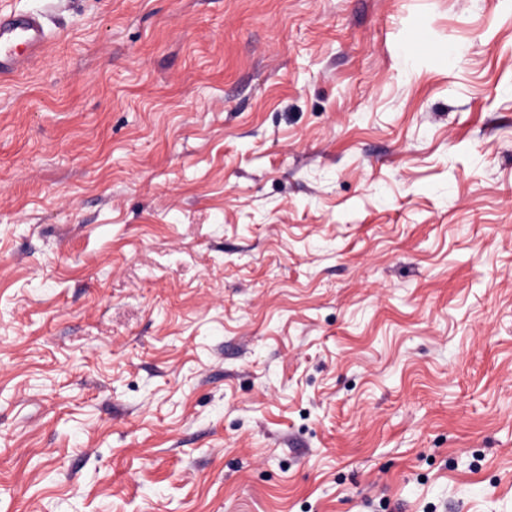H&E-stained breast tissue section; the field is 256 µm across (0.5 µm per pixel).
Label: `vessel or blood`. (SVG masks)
Segmentation results:
<instances>
[{"label":"vessel or blood","instance_id":"vessel-or-blood-1","mask_svg":"<svg viewBox=\"0 0 512 512\" xmlns=\"http://www.w3.org/2000/svg\"><path fill=\"white\" fill-rule=\"evenodd\" d=\"M48 33L41 14L0 12V77L18 75L42 59Z\"/></svg>","mask_w":512,"mask_h":512}]
</instances>
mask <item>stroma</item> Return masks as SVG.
I'll return each instance as SVG.
<instances>
[{"instance_id":"35a3bbf8","label":"stroma","mask_w":512,"mask_h":512,"mask_svg":"<svg viewBox=\"0 0 512 512\" xmlns=\"http://www.w3.org/2000/svg\"><path fill=\"white\" fill-rule=\"evenodd\" d=\"M0 8V512H512V0ZM48 41L38 13L0 12V77L18 75L42 59Z\"/></svg>"}]
</instances>
